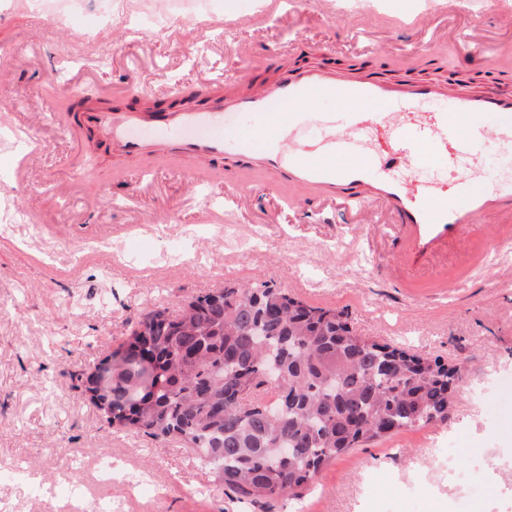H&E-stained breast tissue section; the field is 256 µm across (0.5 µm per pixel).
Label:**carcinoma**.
Here are the masks:
<instances>
[{
	"mask_svg": "<svg viewBox=\"0 0 512 512\" xmlns=\"http://www.w3.org/2000/svg\"><path fill=\"white\" fill-rule=\"evenodd\" d=\"M110 357L109 383L90 396L108 426L183 441L216 465L224 494L262 507L300 496L342 453L448 419L459 373L270 286H227L175 315L158 306Z\"/></svg>",
	"mask_w": 512,
	"mask_h": 512,
	"instance_id": "cac0c4a2",
	"label": "carcinoma"
}]
</instances>
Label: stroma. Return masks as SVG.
I'll return each instance as SVG.
<instances>
[{
  "instance_id": "35a3bbf8",
  "label": "stroma",
  "mask_w": 512,
  "mask_h": 512,
  "mask_svg": "<svg viewBox=\"0 0 512 512\" xmlns=\"http://www.w3.org/2000/svg\"><path fill=\"white\" fill-rule=\"evenodd\" d=\"M510 10L512 0H0V512H97L104 501L115 512H261L227 497L184 442L108 428L71 378L91 374L156 306L265 284L460 369L447 421L337 457L270 512H512V245L496 225L410 269L389 225L352 223L303 189L279 209V174L245 204L229 181L236 157L213 161L202 182L148 155L116 174L100 132L58 119L89 99L123 111L208 104L215 84L244 72L233 52L243 39L264 81L320 59L358 76L512 87V69L492 60L512 45L500 20ZM163 13L170 24L146 27ZM432 13L461 35L480 25L482 56L428 45L403 24L381 45L355 33L368 14ZM257 15L264 32L240 27ZM473 157L485 183L512 180V147L479 145ZM105 455L119 465L108 482ZM451 456L463 484L448 479ZM22 459L30 474L16 472Z\"/></svg>"
}]
</instances>
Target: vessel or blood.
<instances>
[{
    "mask_svg": "<svg viewBox=\"0 0 512 512\" xmlns=\"http://www.w3.org/2000/svg\"><path fill=\"white\" fill-rule=\"evenodd\" d=\"M322 99L335 100L337 108L319 115L323 139L305 142L299 134L301 109ZM426 100L447 107L421 111ZM247 113L270 118L271 128L262 138L226 132L229 117ZM71 119L102 130L121 155L147 152L190 161L199 176L210 173L214 159L244 157L233 182L242 200L250 194L249 173L277 172L324 202L354 205L356 223L371 224L378 214H387L402 242L403 260L413 268L447 253L466 228L500 216L504 204H512V183L488 185L464 174L447 196L439 182L388 174L396 164L416 169L430 151L457 163L484 142L511 147L508 92L452 94L436 81L355 79L314 64L258 85L240 74L216 87L203 108L123 112L90 106L73 112Z\"/></svg>",
    "mask_w": 512,
    "mask_h": 512,
    "instance_id": "1",
    "label": "vessel or blood"
}]
</instances>
